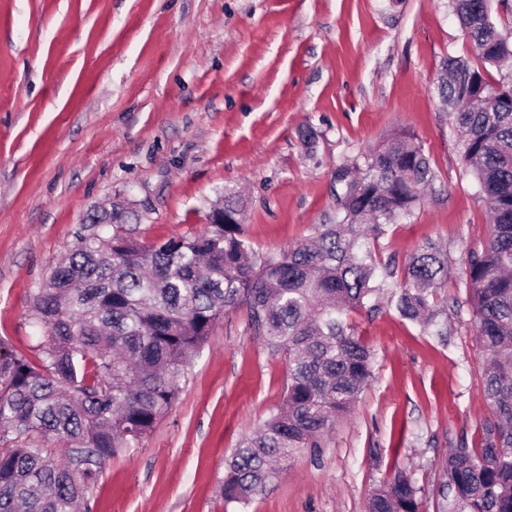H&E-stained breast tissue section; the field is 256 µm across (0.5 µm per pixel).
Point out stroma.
<instances>
[{
	"instance_id": "35a3bbf8",
	"label": "stroma",
	"mask_w": 512,
	"mask_h": 512,
	"mask_svg": "<svg viewBox=\"0 0 512 512\" xmlns=\"http://www.w3.org/2000/svg\"><path fill=\"white\" fill-rule=\"evenodd\" d=\"M450 56L475 57L451 0H0V337L13 348L38 344L30 298L96 208L132 202L126 232L151 243L203 232L238 191L245 236L276 254L335 222L337 169L399 127L433 180L372 251L399 271L431 243L448 256L447 338L383 304L351 313L372 381L248 505L218 482L280 401L287 364L235 309L151 434L103 467L91 512H366L397 467L420 512H438L443 458L490 414L466 290L489 208L437 99Z\"/></svg>"
}]
</instances>
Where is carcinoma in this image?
Instances as JSON below:
<instances>
[{"instance_id": "cac0c4a2", "label": "carcinoma", "mask_w": 512, "mask_h": 512, "mask_svg": "<svg viewBox=\"0 0 512 512\" xmlns=\"http://www.w3.org/2000/svg\"><path fill=\"white\" fill-rule=\"evenodd\" d=\"M480 65L447 58L436 93L462 160L492 213L487 244L468 259L475 336L491 415L479 439L443 462L448 512H512V80H487L512 58L492 0H452ZM398 129L340 169L334 224L275 255L243 236L240 200L224 194V223L192 237L144 245L123 234L136 214L102 213L112 235H82L31 297L49 336L31 356L0 338V512H85L102 467L140 444L179 396V378L224 312L245 308L249 326L284 357L280 402L260 431L225 460L220 491L242 505L279 477L280 465L351 413L372 379V353L350 312L383 298L401 318L439 329L437 289L448 257L425 246L401 281L371 243L408 218L432 182L423 150ZM63 447L55 457L48 444ZM368 512H419L402 469L370 492Z\"/></svg>"}]
</instances>
